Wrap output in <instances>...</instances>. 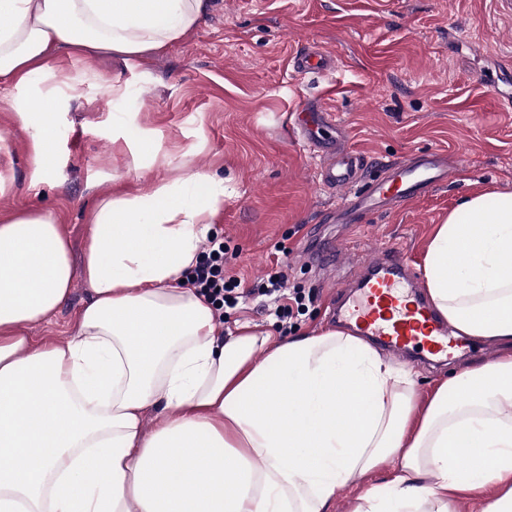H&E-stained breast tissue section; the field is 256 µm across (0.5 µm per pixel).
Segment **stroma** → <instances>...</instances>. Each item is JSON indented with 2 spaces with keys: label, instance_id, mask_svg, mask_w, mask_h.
<instances>
[{
  "label": "stroma",
  "instance_id": "35a3bbf8",
  "mask_svg": "<svg viewBox=\"0 0 512 512\" xmlns=\"http://www.w3.org/2000/svg\"><path fill=\"white\" fill-rule=\"evenodd\" d=\"M318 46L337 57L326 76H301L294 56ZM48 84L67 95L54 116L56 160L33 180L28 145L36 127L22 124L15 97L35 88L0 84V213L52 212L80 263L90 214L113 188L147 194L193 174L223 182L212 235L223 238L224 274L240 280L237 304L221 325L243 322L281 336L265 272L281 270L292 289L313 292L294 318L293 336L333 328L328 278L353 273L375 246L397 242L423 264L435 224L474 191L512 192V18L493 0H208L182 42L134 66L106 52L50 61ZM127 86L113 99L110 84ZM309 106L332 113L319 140L344 130L369 157L365 178L412 151L462 158L467 177L449 181L410 206L361 224L329 223L336 198L319 185L317 150L296 114ZM91 292L75 281L67 302L36 337L63 340ZM437 368L410 365L420 400L449 373L483 358L487 343Z\"/></svg>",
  "mask_w": 512,
  "mask_h": 512
}]
</instances>
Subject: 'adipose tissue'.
<instances>
[{"instance_id": "1", "label": "adipose tissue", "mask_w": 512, "mask_h": 512, "mask_svg": "<svg viewBox=\"0 0 512 512\" xmlns=\"http://www.w3.org/2000/svg\"><path fill=\"white\" fill-rule=\"evenodd\" d=\"M206 0H0V81L32 84L50 59L104 51L132 64L194 30ZM61 98L19 100L35 176ZM224 187L103 197L81 267L53 214L0 217V512H331L337 488L393 462L355 512H457L494 489L512 512V192L466 196L425 255L428 299L457 335L488 340L416 407L411 373L336 329L224 335L181 282ZM91 290L76 337L28 327ZM153 428H146L147 413Z\"/></svg>"}]
</instances>
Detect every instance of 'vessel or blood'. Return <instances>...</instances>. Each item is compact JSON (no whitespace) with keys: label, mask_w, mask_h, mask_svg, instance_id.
<instances>
[{"label":"vessel or blood","mask_w":512,"mask_h":512,"mask_svg":"<svg viewBox=\"0 0 512 512\" xmlns=\"http://www.w3.org/2000/svg\"><path fill=\"white\" fill-rule=\"evenodd\" d=\"M294 67L302 74L329 73L335 70L336 61L316 51L295 57ZM317 149L321 158L318 179L339 196L347 222L354 224L371 212L403 209L446 185L458 172L447 153L427 151L401 157L380 179L366 184L362 181L366 158L350 150L344 137L318 143ZM420 285L406 249L383 245L372 250L347 280L337 283L331 292L330 314L355 327L360 335L374 337L396 360L452 359L463 343L417 297Z\"/></svg>","instance_id":"b4317fda"}]
</instances>
